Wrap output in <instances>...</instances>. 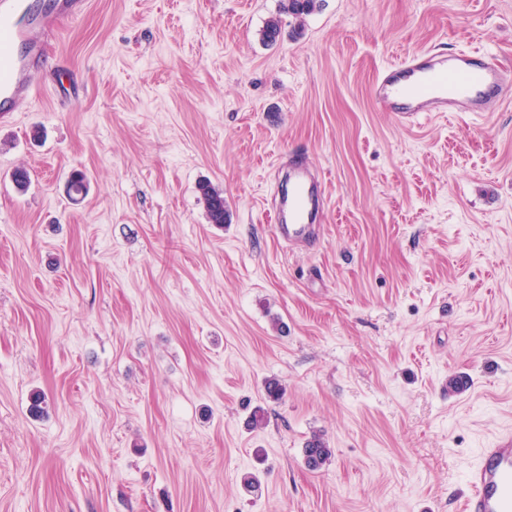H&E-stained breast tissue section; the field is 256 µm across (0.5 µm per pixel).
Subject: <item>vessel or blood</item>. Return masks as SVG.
I'll list each match as a JSON object with an SVG mask.
<instances>
[{
  "label": "vessel or blood",
  "mask_w": 512,
  "mask_h": 512,
  "mask_svg": "<svg viewBox=\"0 0 512 512\" xmlns=\"http://www.w3.org/2000/svg\"><path fill=\"white\" fill-rule=\"evenodd\" d=\"M87 0H0V40L10 50L0 57V116L26 111L36 95V76L46 66L47 43L60 19H80ZM512 86V74L492 55L460 52L437 59L425 52L386 68L373 86V99L399 119L414 121L427 112L481 114L489 99ZM290 186L274 214L275 233L295 244L305 242L322 201L320 184L306 164L294 163ZM459 494L463 512H512V434L497 436L481 449Z\"/></svg>",
  "instance_id": "b4317fda"
}]
</instances>
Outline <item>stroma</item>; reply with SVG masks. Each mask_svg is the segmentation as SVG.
I'll return each instance as SVG.
<instances>
[{"label":"stroma","instance_id":"obj_1","mask_svg":"<svg viewBox=\"0 0 512 512\" xmlns=\"http://www.w3.org/2000/svg\"><path fill=\"white\" fill-rule=\"evenodd\" d=\"M278 3L89 0L0 117V512H459L512 431V88L411 124L372 97L422 51L512 68V0H323L267 45ZM295 156L311 248L271 222ZM198 189L204 200L209 222L224 224L227 217L224 209V193L209 183L200 184ZM331 455V448H328L327 443L320 435H313L304 448L306 464L313 469L321 468Z\"/></svg>","mask_w":512,"mask_h":512}]
</instances>
